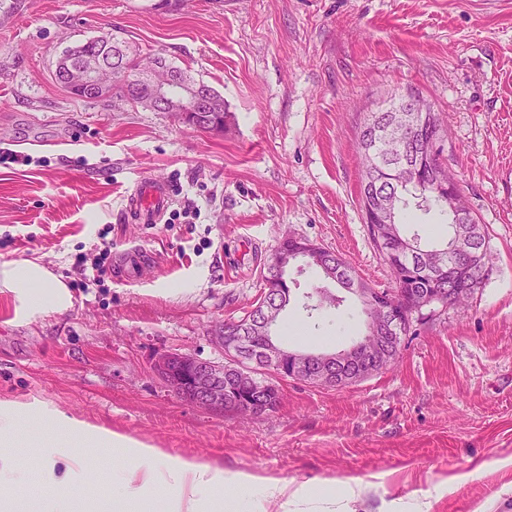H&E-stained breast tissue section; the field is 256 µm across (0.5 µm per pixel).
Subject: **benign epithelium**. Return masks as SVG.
Masks as SVG:
<instances>
[{"label":"benign epithelium","mask_w":512,"mask_h":512,"mask_svg":"<svg viewBox=\"0 0 512 512\" xmlns=\"http://www.w3.org/2000/svg\"><path fill=\"white\" fill-rule=\"evenodd\" d=\"M99 89L114 88L123 83L133 87L146 86L141 108L150 112H175L183 122L193 128L202 126L206 113L213 111V98L205 89L190 86L179 89L174 75L159 64L139 67L134 73H113L110 78L98 80L91 70L82 65L67 64L66 82L71 86L84 85L87 80ZM396 111L407 115L408 126L419 129L426 121L428 109L418 106V97L402 95L397 100ZM290 251H280L272 259L273 272L287 276L288 268L297 263L318 264L323 247L306 238H293ZM469 258L478 255L471 241L462 234L454 239L448 254H438L434 265L427 267L431 273L442 272L461 265L458 254ZM349 292L359 298L365 307H379L381 300L372 288H351ZM280 299L273 292L261 305L257 324L265 331L261 347L252 346L249 336L242 330L230 331L219 322L212 333V340L219 346L224 359L212 361L181 352L163 353L154 361V370L171 388L179 391L191 404L213 413H240L253 415L259 412L253 394L277 397L279 382L298 380L313 386L339 388L350 382L361 381L388 367L385 356L379 354L387 333L395 329V318L384 309L383 316L366 321L365 331L351 346L338 351H299L285 347L272 335V328L280 316L276 311ZM272 367L270 377L260 380L256 367Z\"/></svg>","instance_id":"7a95c632"}]
</instances>
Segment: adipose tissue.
<instances>
[{"label":"adipose tissue","instance_id":"1","mask_svg":"<svg viewBox=\"0 0 512 512\" xmlns=\"http://www.w3.org/2000/svg\"><path fill=\"white\" fill-rule=\"evenodd\" d=\"M0 292L10 294L20 320L61 314L73 305L67 283L35 259L0 264ZM24 420L39 426L31 445L40 449L43 457V493L38 501L28 504L16 495L25 474L11 450L13 435ZM89 448L118 451L121 465L108 480L113 494L134 500L163 489L168 493L167 512H219L220 493L229 486L247 493L246 512H268L273 505L279 512H350L360 494L349 482L341 488L332 481L292 485L174 456L112 428L69 415L33 396L23 401L0 399V512H73V494L87 480L85 451Z\"/></svg>","mask_w":512,"mask_h":512}]
</instances>
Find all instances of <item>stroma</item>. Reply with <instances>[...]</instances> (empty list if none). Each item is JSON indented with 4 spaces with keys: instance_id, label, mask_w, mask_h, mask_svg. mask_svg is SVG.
<instances>
[{
    "instance_id": "obj_1",
    "label": "stroma",
    "mask_w": 512,
    "mask_h": 512,
    "mask_svg": "<svg viewBox=\"0 0 512 512\" xmlns=\"http://www.w3.org/2000/svg\"><path fill=\"white\" fill-rule=\"evenodd\" d=\"M112 33L214 87L223 132L118 100H81L54 79L67 47ZM444 119L441 159L489 234L493 272L469 303L415 322L390 369L344 388L280 384L279 408L215 414L179 398L156 356L218 360L219 321L256 301L280 241L341 255L391 287L359 205L365 113L395 95ZM0 262L39 258L73 293L63 314L20 321L0 293V398L61 410L172 455L291 484L348 479L353 512L428 498L429 512H512V0H0ZM173 185L163 223L125 219L140 180ZM147 249L127 274L81 287L102 244ZM275 327L288 348L348 347L361 306L309 319L323 285L290 268ZM101 512H166L163 496L113 498L116 452L92 454ZM473 480L436 494L445 477Z\"/></svg>"
}]
</instances>
